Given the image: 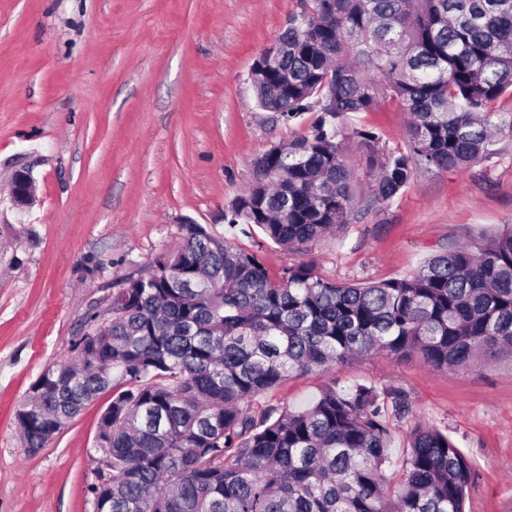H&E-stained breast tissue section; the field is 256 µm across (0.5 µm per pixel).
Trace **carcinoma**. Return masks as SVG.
<instances>
[{
    "mask_svg": "<svg viewBox=\"0 0 512 512\" xmlns=\"http://www.w3.org/2000/svg\"><path fill=\"white\" fill-rule=\"evenodd\" d=\"M250 69L256 103L309 132L251 160L224 211L275 244L307 251L352 223L361 191L347 133L368 154L369 203H391L419 167L465 170L512 137V0H304ZM410 113L406 147L352 114ZM180 245L92 314L79 363L46 368L15 413L27 451L112 392L97 446L112 469L90 485L102 512H464L474 470L436 427H415L392 485L387 408L400 393L326 387L303 409L254 403L289 375L354 357L418 354L435 369L512 358V226L449 245L411 277L344 285L307 263L270 274L254 253L186 218Z\"/></svg>",
    "mask_w": 512,
    "mask_h": 512,
    "instance_id": "1",
    "label": "carcinoma"
}]
</instances>
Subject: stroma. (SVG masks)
I'll return each mask as SVG.
<instances>
[{
	"label": "stroma",
	"instance_id": "1",
	"mask_svg": "<svg viewBox=\"0 0 512 512\" xmlns=\"http://www.w3.org/2000/svg\"><path fill=\"white\" fill-rule=\"evenodd\" d=\"M302 0H0V512H90L103 393L46 447L26 452L15 409L46 368L72 359L90 314H106L126 278L180 243L189 217L256 254L278 275L299 263L364 284L411 276L441 246L512 224V138L467 169H418L402 196L372 205L309 252L277 245L224 211L253 177L250 161L307 132L258 108L248 85ZM403 145L394 104L353 115ZM29 171L36 201L10 200ZM407 396L388 421L391 464L415 423L448 430L475 478L465 512H512V359L435 369L380 353L288 377L255 401L306 407L329 385Z\"/></svg>",
	"mask_w": 512,
	"mask_h": 512
}]
</instances>
